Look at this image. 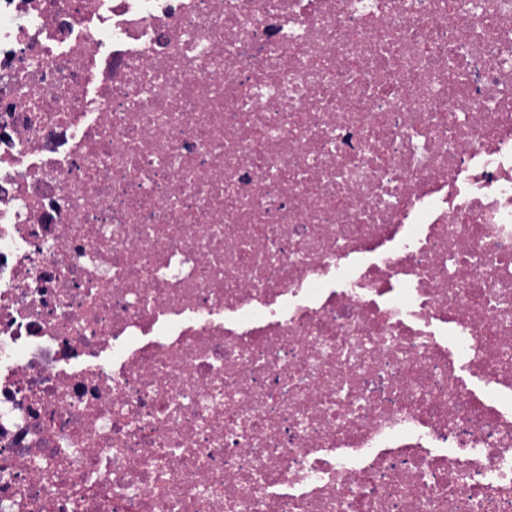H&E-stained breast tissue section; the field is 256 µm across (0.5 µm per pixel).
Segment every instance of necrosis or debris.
<instances>
[{"mask_svg": "<svg viewBox=\"0 0 512 512\" xmlns=\"http://www.w3.org/2000/svg\"><path fill=\"white\" fill-rule=\"evenodd\" d=\"M0 512H512V0H0Z\"/></svg>", "mask_w": 512, "mask_h": 512, "instance_id": "4bbe7bcc", "label": "necrosis or debris"}]
</instances>
